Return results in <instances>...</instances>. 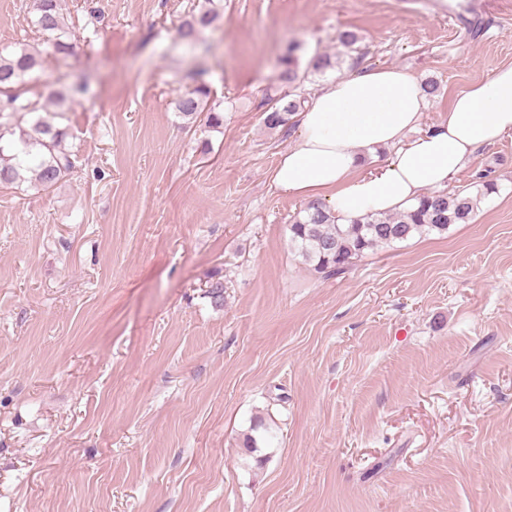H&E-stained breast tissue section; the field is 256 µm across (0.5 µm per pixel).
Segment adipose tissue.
<instances>
[{"label": "adipose tissue", "mask_w": 512, "mask_h": 512, "mask_svg": "<svg viewBox=\"0 0 512 512\" xmlns=\"http://www.w3.org/2000/svg\"><path fill=\"white\" fill-rule=\"evenodd\" d=\"M420 79L390 66L366 67L315 90L294 116L297 133L271 173L281 195L319 201L338 223L415 205L444 192L482 148L512 134V63L455 93L446 121L422 128ZM385 150L376 169L367 157Z\"/></svg>", "instance_id": "adipose-tissue-1"}]
</instances>
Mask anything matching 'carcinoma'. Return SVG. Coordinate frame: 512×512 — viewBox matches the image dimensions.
<instances>
[{
    "label": "carcinoma",
    "instance_id": "obj_1",
    "mask_svg": "<svg viewBox=\"0 0 512 512\" xmlns=\"http://www.w3.org/2000/svg\"><path fill=\"white\" fill-rule=\"evenodd\" d=\"M213 2L205 0L198 13L179 28L180 37L193 49L198 32L218 16ZM33 24L48 35L56 51L69 52L70 31L61 0H36ZM40 61V52L28 44L12 50L0 49V186L18 188L29 181L48 191L75 169L72 154L65 148L68 127L46 119L41 115L45 107L25 97V87ZM334 67L330 56L317 54L301 72L295 48H288V54L280 61L278 86L268 96L270 107L263 112L264 125L269 129L292 127V116L304 104V99L295 93L301 81L311 73H323ZM87 90L84 81L62 86L54 93L56 112H64L66 102ZM208 101L209 87L201 82L175 101V109L189 122H196L204 114L206 125L219 127L223 117ZM497 192V184L490 179L481 181L474 193L465 189L453 193L427 192L404 212L366 214L352 224L336 223L325 205L313 202L288 225L290 242L303 265L322 278H330L346 273L357 260L379 248L416 235H443L454 224L468 223L482 200Z\"/></svg>",
    "mask_w": 512,
    "mask_h": 512
}]
</instances>
